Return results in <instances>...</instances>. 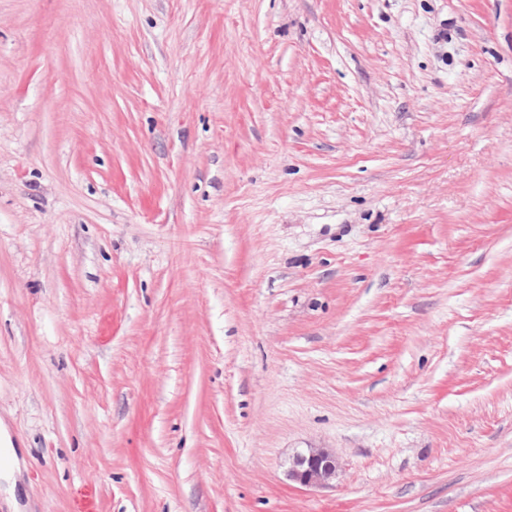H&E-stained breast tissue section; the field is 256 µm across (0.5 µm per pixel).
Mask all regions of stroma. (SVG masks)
I'll return each mask as SVG.
<instances>
[{
    "instance_id": "stroma-1",
    "label": "stroma",
    "mask_w": 512,
    "mask_h": 512,
    "mask_svg": "<svg viewBox=\"0 0 512 512\" xmlns=\"http://www.w3.org/2000/svg\"><path fill=\"white\" fill-rule=\"evenodd\" d=\"M0 424V512H512V0H0ZM339 463L335 453L325 448H308L294 455L288 466V479L301 486L323 488L336 479Z\"/></svg>"
}]
</instances>
